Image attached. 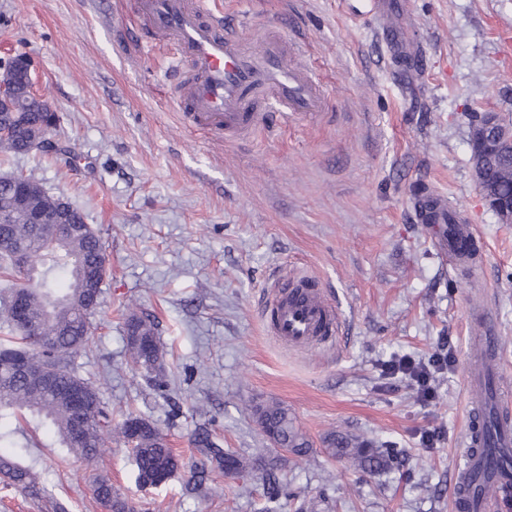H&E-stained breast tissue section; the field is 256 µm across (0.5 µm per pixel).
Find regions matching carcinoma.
I'll list each match as a JSON object with an SVG mask.
<instances>
[{"label":"carcinoma","mask_w":512,"mask_h":512,"mask_svg":"<svg viewBox=\"0 0 512 512\" xmlns=\"http://www.w3.org/2000/svg\"><path fill=\"white\" fill-rule=\"evenodd\" d=\"M16 108L13 112L0 111V127L12 132V137L0 148L15 155L34 150L52 151L46 142L33 147L28 133L46 121L43 112L30 108L23 85L14 84ZM477 133L470 135L472 162L481 183L494 196L512 197V146L501 147L496 155L477 150ZM60 198L48 194L28 176H20L14 184L9 176H0V213L7 216L0 223V235L23 245L27 252L26 268H20L10 248L0 253V272L7 284L0 289V327L6 335L0 336V359L18 355L28 357V368L20 374L0 372V441L5 438L2 429L6 423L28 412L47 423L57 435L67 453L77 458H93L102 454L106 439L112 434V418L99 390L80 376L74 367L75 357L85 348L90 336V317L96 310L101 289L95 287L92 277L104 276L101 238L98 230L86 222L85 215L74 210L80 230L61 235L48 227L32 223L37 211L54 210ZM26 285L27 324L22 325L12 314L11 302ZM127 345L133 362L143 370L147 383L165 387V364L159 338L152 321L136 314L126 319ZM53 337L57 344L45 347L42 339ZM54 370L55 387L49 388L44 374ZM79 389L86 403L83 409L84 428L74 434V412L65 393ZM253 419L263 434L278 447L297 457L310 450L307 437L295 426L288 407L279 402L255 403L250 406ZM119 434L132 447L137 467V481L141 487H158L170 479L178 469V458L170 448L166 435L148 420L130 415L119 427ZM194 442L202 458L192 474L194 487H204L217 473L241 475L252 472L254 464L244 457L224 452L211 440L205 427H199ZM329 452L361 470H378L390 466L397 458L392 448H367L343 433L328 437ZM268 500L275 503L282 495L275 464L265 467ZM0 475L8 485L35 493L42 480L31 465L22 460L0 455ZM94 495L109 512H136L134 505L112 488L107 478H100L94 486Z\"/></svg>","instance_id":"cac0c4a2"}]
</instances>
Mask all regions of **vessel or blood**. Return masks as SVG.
<instances>
[{
	"label": "vessel or blood",
	"instance_id": "obj_1",
	"mask_svg": "<svg viewBox=\"0 0 512 512\" xmlns=\"http://www.w3.org/2000/svg\"><path fill=\"white\" fill-rule=\"evenodd\" d=\"M139 17L153 52L164 53L177 76L175 104L187 124L233 143L251 137L269 116L281 126L321 112L326 103L295 43L272 31L244 33L223 9L201 0H138ZM420 223L431 225L438 249L451 264L474 252L476 236L458 223L442 193L412 190ZM269 336L294 348L333 346L342 332L334 302L317 276L291 268L272 283L262 310ZM477 326L465 364L470 395L467 427L452 488L454 512H512V472H494L484 447L485 406L499 415V441L512 447V388L499 365L500 338L489 312L472 316Z\"/></svg>",
	"mask_w": 512,
	"mask_h": 512
}]
</instances>
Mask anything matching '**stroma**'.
Segmentation results:
<instances>
[{
  "label": "stroma",
  "mask_w": 512,
  "mask_h": 512,
  "mask_svg": "<svg viewBox=\"0 0 512 512\" xmlns=\"http://www.w3.org/2000/svg\"><path fill=\"white\" fill-rule=\"evenodd\" d=\"M380 0H239L245 30L277 19L310 44L304 58L325 86L319 115L280 132L224 144L188 128L159 53L136 41V0H0V59L22 52L38 92L60 117L57 158L0 153V175L34 178L97 228L109 272L93 334L75 360L113 424L148 419L178 456L162 486L140 487L119 435L95 460L67 456L35 421H20L13 452L42 475L32 498L0 488V512H106L91 480L107 470L138 512H262L253 475L218 476L207 497L185 491L206 426L229 452L281 458L276 512H452L449 487L469 399V312L489 307L512 377V223L485 201L471 161L474 115L512 119V0H397V66L377 41ZM428 183L477 232L480 274L451 268L409 191ZM316 275L343 333L333 350L292 349L267 335L260 304L283 265ZM154 321L166 386H149L129 356V313ZM454 361L434 400L385 364L428 361L440 339ZM287 405L311 443L297 458L275 448L248 405ZM437 431L435 447L424 432ZM340 431L398 461L369 473L330 455Z\"/></svg>",
  "instance_id": "stroma-1"
}]
</instances>
